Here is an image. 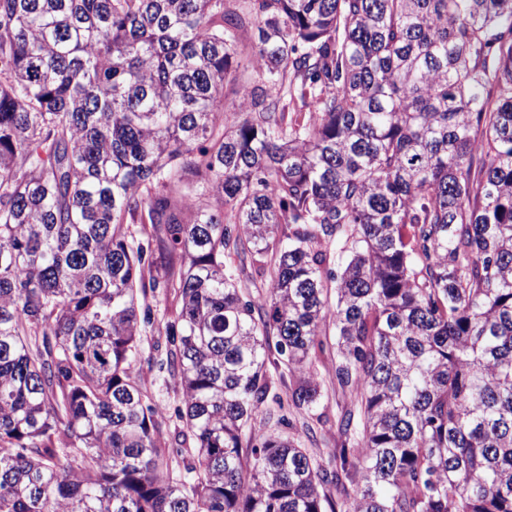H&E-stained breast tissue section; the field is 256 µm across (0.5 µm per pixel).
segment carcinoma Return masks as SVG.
<instances>
[{
  "label": "carcinoma",
  "instance_id": "cac0c4a2",
  "mask_svg": "<svg viewBox=\"0 0 512 512\" xmlns=\"http://www.w3.org/2000/svg\"><path fill=\"white\" fill-rule=\"evenodd\" d=\"M0 512H512V0H0ZM144 302L151 308L152 317L155 321L163 319L166 320L168 316H171L175 313L179 306L177 301L173 298V295H166L161 290H157L156 292L152 293L148 288L145 301H143V303ZM168 345V336L164 332H158L157 323L153 329L148 327L143 333L140 354L137 361V372L150 389V391L165 403V408L156 417L159 431L160 446L171 451L172 448H179V456L175 454L172 458V469L174 476H184L183 459L187 462L192 454L189 445H179L181 437L179 432L182 423L176 418L175 407L181 403V391L178 385L169 378L167 373L159 372L157 360L164 357ZM334 359V349L328 346L323 353H319L316 362L324 391L323 404L329 416V421L326 424L313 423L317 434L316 445L312 444L306 437L302 425L303 419L288 406V372L286 370L284 377H280L279 373L274 372L273 369L270 371L273 376V391L281 398L283 407L280 408L278 404L273 403L269 418L262 420L257 427L260 426L265 431L276 432L300 442L301 446L307 448L309 454L316 459L327 458L334 448H341L344 438L341 437L336 428V414L342 409L349 408L351 399L348 394L344 395L336 390V380L332 372ZM282 416H285L286 422L280 420Z\"/></svg>",
  "mask_w": 512,
  "mask_h": 512
}]
</instances>
